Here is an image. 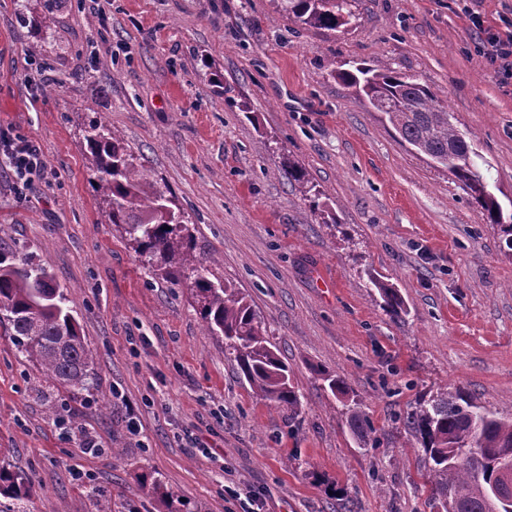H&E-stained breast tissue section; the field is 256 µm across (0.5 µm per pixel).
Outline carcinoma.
Segmentation results:
<instances>
[{"instance_id":"cac0c4a2","label":"carcinoma","mask_w":512,"mask_h":512,"mask_svg":"<svg viewBox=\"0 0 512 512\" xmlns=\"http://www.w3.org/2000/svg\"><path fill=\"white\" fill-rule=\"evenodd\" d=\"M292 22L334 29L355 17L353 0H275ZM35 42L47 39L49 26L26 18ZM330 76L365 98L390 124L395 137L447 169L496 226L505 255L512 257V212L504 213L482 174L471 133L459 129L448 105L412 75L366 65L332 69ZM97 193L109 223L123 228L128 244L161 276L180 274L197 305L205 329L224 340L240 375L261 400L296 413L299 398L288 365L272 348L251 305L212 273L194 253V235L171 189L152 178L128 151L120 133L105 122L85 135ZM285 175L313 211H320L319 192L305 170L290 162ZM393 320L405 312L399 291L363 270ZM63 288L48 270L28 257L0 256V326L12 336L24 361L41 376L74 397L88 394L96 373L91 350L66 307ZM408 423L428 459L427 481L435 507L442 512H512V502L496 508L489 492L500 480V462L512 457V419L475 404L462 389L440 393L418 403ZM32 479L0 460V498L5 512L27 502Z\"/></svg>"}]
</instances>
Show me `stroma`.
Listing matches in <instances>:
<instances>
[{
	"mask_svg": "<svg viewBox=\"0 0 512 512\" xmlns=\"http://www.w3.org/2000/svg\"><path fill=\"white\" fill-rule=\"evenodd\" d=\"M21 2L0 0V129L38 146L44 170L19 193L0 166V253L54 275L97 373L93 396L71 397L0 330V454L34 480L26 512H96L97 492L112 512H168L143 489L156 478L193 512H433L404 418L457 386L512 416V258L451 174L328 70L363 62L437 92L511 211L512 79L486 65L464 10L497 26L512 0H355L333 30L273 0H53V36L34 51ZM102 120L176 195L209 271L246 296L296 415L253 395L183 280L155 276L109 224L84 140ZM288 160L335 223L288 181ZM366 267L398 289L403 320ZM367 277L368 282L372 288H376L383 300V310L393 320L401 317L402 313H405L404 302L396 288H393L389 284L381 281L376 277L371 270L362 269L360 273Z\"/></svg>",
	"mask_w": 512,
	"mask_h": 512,
	"instance_id": "35a3bbf8",
	"label": "stroma"
}]
</instances>
